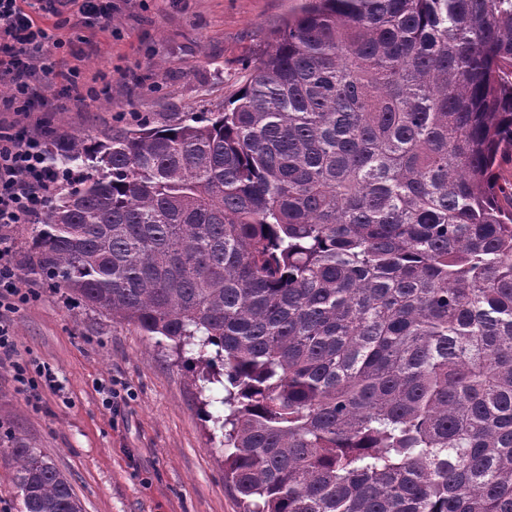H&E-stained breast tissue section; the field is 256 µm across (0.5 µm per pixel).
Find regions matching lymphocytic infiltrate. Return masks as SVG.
Here are the masks:
<instances>
[{"label":"lymphocytic infiltrate","instance_id":"obj_1","mask_svg":"<svg viewBox=\"0 0 512 512\" xmlns=\"http://www.w3.org/2000/svg\"><path fill=\"white\" fill-rule=\"evenodd\" d=\"M76 9L79 25L92 29L110 24L114 0H0V82L10 85V102L20 112H48L57 99L51 92L55 79L77 89L79 69L57 74L54 52L64 42L57 35L69 24L65 7ZM46 129L11 130L0 123V367L10 366L29 401L42 399V390L54 387L29 378L19 362L11 328V314L37 300L38 292L24 284L8 243V230L29 223L58 185V176L46 153Z\"/></svg>","mask_w":512,"mask_h":512}]
</instances>
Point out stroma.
<instances>
[{
    "instance_id": "obj_1",
    "label": "stroma",
    "mask_w": 512,
    "mask_h": 512,
    "mask_svg": "<svg viewBox=\"0 0 512 512\" xmlns=\"http://www.w3.org/2000/svg\"><path fill=\"white\" fill-rule=\"evenodd\" d=\"M112 29L65 27L59 70L105 75L110 95L66 99L57 112H7L46 122L51 139L94 137L139 118L160 126L233 99L302 0H115ZM37 302L13 316L18 354L53 374L40 403L0 369V512H21L15 444L53 461L84 512H239L224 483V449L204 416L210 390L155 338L75 304L37 275ZM118 393L105 405L107 389Z\"/></svg>"
}]
</instances>
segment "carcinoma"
I'll return each mask as SVG.
<instances>
[{
	"label": "carcinoma",
	"instance_id": "carcinoma-1",
	"mask_svg": "<svg viewBox=\"0 0 512 512\" xmlns=\"http://www.w3.org/2000/svg\"><path fill=\"white\" fill-rule=\"evenodd\" d=\"M49 153L26 269L197 353L241 512H512V0H305L230 109Z\"/></svg>",
	"mask_w": 512,
	"mask_h": 512
}]
</instances>
